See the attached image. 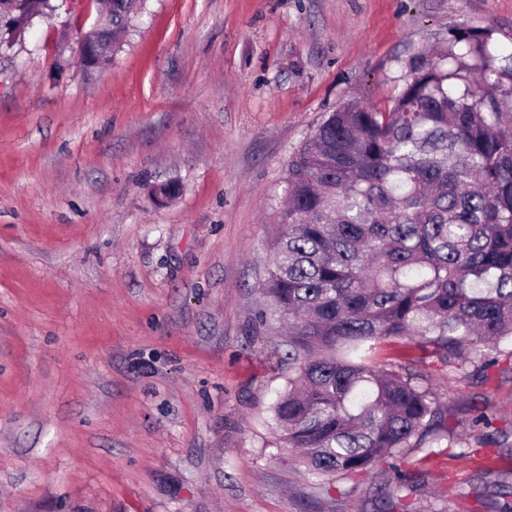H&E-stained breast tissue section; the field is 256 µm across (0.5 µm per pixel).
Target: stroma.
<instances>
[{"label": "stroma", "instance_id": "1", "mask_svg": "<svg viewBox=\"0 0 512 512\" xmlns=\"http://www.w3.org/2000/svg\"><path fill=\"white\" fill-rule=\"evenodd\" d=\"M101 70L78 61L95 0L0 53V512H380L276 446L286 384L258 285L288 166L357 97L385 108L410 55L458 28L512 52V0H146ZM181 187L157 201L163 183ZM471 435L414 454L413 512H497L512 472V373L401 341Z\"/></svg>", "mask_w": 512, "mask_h": 512}]
</instances>
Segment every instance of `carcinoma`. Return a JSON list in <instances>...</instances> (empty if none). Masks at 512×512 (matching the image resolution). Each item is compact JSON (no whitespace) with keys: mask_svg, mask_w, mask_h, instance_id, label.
I'll use <instances>...</instances> for the list:
<instances>
[{"mask_svg":"<svg viewBox=\"0 0 512 512\" xmlns=\"http://www.w3.org/2000/svg\"><path fill=\"white\" fill-rule=\"evenodd\" d=\"M60 8L38 0L26 26ZM136 10V0H107L110 25L84 37L112 59ZM507 97L512 53L489 31L462 29L408 58L386 109L352 99L330 113L288 169L259 283L260 318L284 326L279 447L330 488L396 471L377 488L386 512L410 481L394 462L460 439L411 364L373 363L376 346L430 347L485 379L512 340Z\"/></svg>","mask_w":512,"mask_h":512,"instance_id":"carcinoma-1","label":"carcinoma"}]
</instances>
